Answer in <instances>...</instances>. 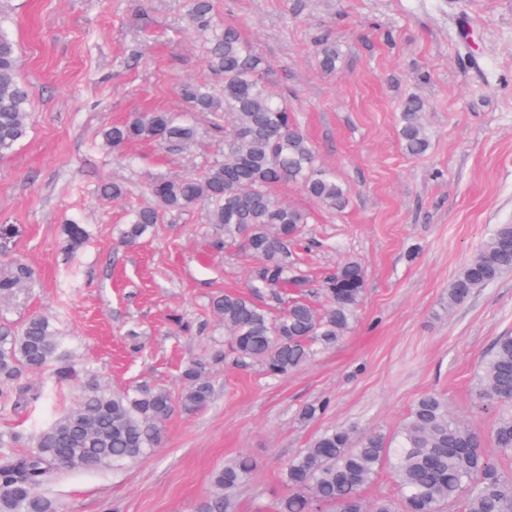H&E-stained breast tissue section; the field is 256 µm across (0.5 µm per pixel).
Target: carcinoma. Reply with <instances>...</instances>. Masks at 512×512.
<instances>
[{
    "label": "carcinoma",
    "mask_w": 512,
    "mask_h": 512,
    "mask_svg": "<svg viewBox=\"0 0 512 512\" xmlns=\"http://www.w3.org/2000/svg\"><path fill=\"white\" fill-rule=\"evenodd\" d=\"M185 21L222 89L189 81L180 89L186 112H142L106 128L102 139L114 152L134 141L181 152L197 137L189 113L210 112L231 120L229 129L214 124L224 133V158L199 176L151 180L146 191L152 203L133 210L122 241L139 244L165 213L204 208L208 223L224 227V240H242L260 262L251 292H226L211 301L226 333V349L216 350L213 360L229 353L240 363L260 365L271 377L284 376L347 336L362 302L365 269L356 259L340 262L323 280L326 304L321 309L291 298L274 315L256 302L258 292L279 284L307 287L289 245L300 237L309 214L281 201L274 188L293 184L314 203L336 211L348 206L349 190L335 172L318 164L292 112L269 90V62L236 29L219 25L212 0H185ZM422 109V101L412 96L399 116L403 146L412 156L430 146L420 123ZM30 112V90L17 73L16 42L0 29V158L27 137ZM64 236L66 246L74 249L87 238V230L68 219ZM511 272L512 224L506 222L496 225L449 284L448 309ZM33 281V271L22 259L0 261V410L20 415L46 398L45 384L28 382L32 376L75 381L78 396L33 436L0 431V512H61L51 493L61 473L109 469L148 454L160 446L164 423L175 408L195 413L212 398L206 365L199 362L184 367L176 401L166 390L148 385L111 391L94 374L79 373L66 358L54 316L36 314L21 322L7 318L8 308ZM475 389L486 405L512 402V335L496 339L481 363ZM491 439L497 453L512 455V415L497 419ZM384 466L393 473L399 499L364 498L362 489ZM256 467L247 455L225 461L212 473L195 512H235L233 493ZM284 485L287 492L274 512H443L458 502L461 512H512V477L436 393L421 396L391 436L349 427L321 433L288 461Z\"/></svg>",
    "instance_id": "carcinoma-1"
}]
</instances>
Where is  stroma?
<instances>
[{
  "label": "stroma",
  "instance_id": "35a3bbf8",
  "mask_svg": "<svg viewBox=\"0 0 512 512\" xmlns=\"http://www.w3.org/2000/svg\"><path fill=\"white\" fill-rule=\"evenodd\" d=\"M214 9L268 60L269 86L350 189L340 213L293 186L276 193L311 214L295 254L307 299L323 304L321 280L341 259L364 264L358 319L336 348L282 377L212 361L224 328L211 300L245 290L257 260L238 242L216 248L224 230L199 208L164 214L132 247L120 231L131 208L149 203L152 178L200 175L222 157L223 139L197 112L185 151L140 141L120 158L101 146L104 128L136 113L182 111L181 85L208 78L181 0H0L32 100L28 139L0 159V224L15 227L9 252L35 273L10 319L52 314L72 364L114 390L179 394L192 360L206 363L213 389L204 409L174 411L146 456L63 473L53 493L64 512H194L212 472L241 454L258 466L235 493L236 512H272L286 463L327 429L393 433L429 392L485 439L512 413V404L482 408L474 391L480 362L512 334V274L441 307L495 225L512 223V0H214ZM325 42L339 54L332 71L319 65ZM411 96L425 104L421 156L405 152L398 132ZM103 181L125 196L100 197ZM66 218L88 232L72 251ZM76 395L58 387L0 429L33 434ZM319 403L323 414L301 419Z\"/></svg>",
  "mask_w": 512,
  "mask_h": 512
}]
</instances>
